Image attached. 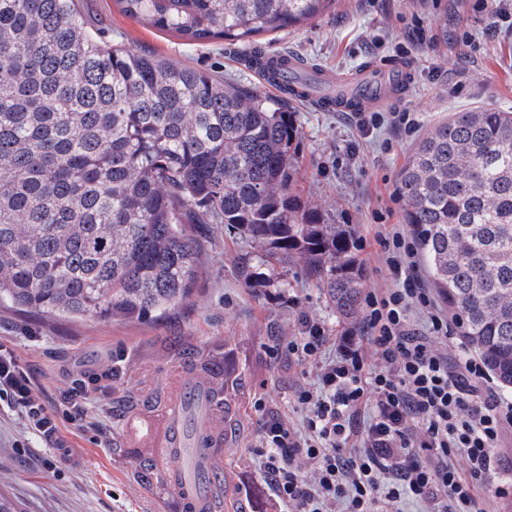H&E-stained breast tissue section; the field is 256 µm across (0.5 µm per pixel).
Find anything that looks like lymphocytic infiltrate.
Wrapping results in <instances>:
<instances>
[{
    "label": "lymphocytic infiltrate",
    "mask_w": 512,
    "mask_h": 512,
    "mask_svg": "<svg viewBox=\"0 0 512 512\" xmlns=\"http://www.w3.org/2000/svg\"><path fill=\"white\" fill-rule=\"evenodd\" d=\"M390 287L365 297L358 330L335 353L323 323L300 314L298 336L271 347L277 359L308 366L297 385L300 423L270 416L254 446L261 474L289 512H485L477 482L504 468L496 455L512 427V400L493 390L485 368L453 339L448 319L417 274L415 239L384 235ZM95 391L75 387L63 409L46 405L10 348L0 345V404L45 440L58 417L88 427Z\"/></svg>",
    "instance_id": "lymphocytic-infiltrate-1"
}]
</instances>
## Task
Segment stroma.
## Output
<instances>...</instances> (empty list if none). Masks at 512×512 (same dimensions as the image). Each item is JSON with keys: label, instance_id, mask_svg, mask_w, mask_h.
Segmentation results:
<instances>
[{"label": "stroma", "instance_id": "35a3bbf8", "mask_svg": "<svg viewBox=\"0 0 512 512\" xmlns=\"http://www.w3.org/2000/svg\"><path fill=\"white\" fill-rule=\"evenodd\" d=\"M83 13L92 30L106 29L112 41L223 74L294 112L301 128L298 190L322 205L327 223L352 229L367 290L385 284L376 230L405 221L399 173L421 139L454 112L512 111V29L492 24L469 0L453 14L448 0H338L322 18L262 36L269 53L296 56L342 79L370 65L406 64L409 91L381 113H410L414 125L397 131L385 120L367 138L352 114L319 111L265 84L243 65L240 47L160 32L123 15L116 0H83ZM206 240L207 268L192 295L160 319L30 316L0 304V344L33 372L48 406L59 405L75 381L97 376L106 387L105 400L121 397L130 405L123 415L102 416L97 432L60 421L57 445L29 433L17 413L0 411V482L26 512H182L167 465H158L151 479L140 476L138 464L154 448L131 431L141 415L155 427L163 425L165 404L148 408L143 401L168 395L174 376L184 371L165 342L173 334L230 370L223 394L230 407L221 453L223 512H279L252 453L262 420L253 397L266 394L269 409L298 419L294 389L304 368L284 367L267 348L297 335L301 310L325 323L331 336L342 335L345 325L297 268L266 267L267 282L246 286L238 260L252 246L237 230L212 224Z\"/></svg>", "mask_w": 512, "mask_h": 512}]
</instances>
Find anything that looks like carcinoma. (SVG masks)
Returning <instances> with one entry per match:
<instances>
[{"instance_id": "1", "label": "carcinoma", "mask_w": 512, "mask_h": 512, "mask_svg": "<svg viewBox=\"0 0 512 512\" xmlns=\"http://www.w3.org/2000/svg\"><path fill=\"white\" fill-rule=\"evenodd\" d=\"M80 0H0V303L29 315L164 316L203 273L198 229L224 224L270 261L316 280L343 322L361 319L354 234L296 192L299 125L254 88L133 52L89 31ZM129 18L194 42L240 46L278 77L257 40L336 0H116ZM430 284L459 336L512 388V113L453 112L402 169ZM214 385L183 337L169 341Z\"/></svg>"}]
</instances>
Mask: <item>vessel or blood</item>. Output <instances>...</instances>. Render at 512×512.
I'll list each match as a JSON object with an SVG mask.
<instances>
[{
  "label": "vessel or blood",
  "mask_w": 512,
  "mask_h": 512,
  "mask_svg": "<svg viewBox=\"0 0 512 512\" xmlns=\"http://www.w3.org/2000/svg\"><path fill=\"white\" fill-rule=\"evenodd\" d=\"M409 81L408 69L391 63L379 70H362L345 83L342 92L331 95L312 96L310 90L282 77L276 84L293 97H315L327 109L364 112L400 98ZM209 397L210 385L201 379L176 384L170 401V434L158 450L160 461L187 465V475L178 487L186 512H216L215 490L224 479L222 462L212 451L216 419L204 409Z\"/></svg>",
  "instance_id": "1"
}]
</instances>
